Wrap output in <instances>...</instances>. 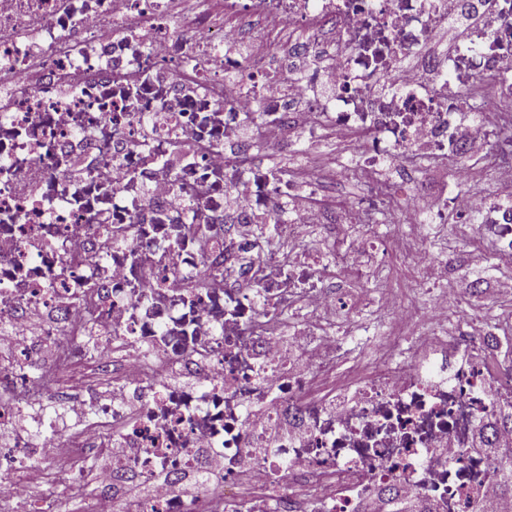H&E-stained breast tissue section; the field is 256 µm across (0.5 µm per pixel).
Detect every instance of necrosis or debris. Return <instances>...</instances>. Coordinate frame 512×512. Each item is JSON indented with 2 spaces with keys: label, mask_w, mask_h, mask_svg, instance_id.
Instances as JSON below:
<instances>
[{
  "label": "necrosis or debris",
  "mask_w": 512,
  "mask_h": 512,
  "mask_svg": "<svg viewBox=\"0 0 512 512\" xmlns=\"http://www.w3.org/2000/svg\"><path fill=\"white\" fill-rule=\"evenodd\" d=\"M170 2L0 0V428L39 404L81 419L0 449V503L57 512L15 473L69 449L77 495L90 446L112 488L90 512L209 462L196 500L161 488L125 512H482L491 497L512 512V363L481 364L512 341L449 334L447 258L368 230L401 201L418 225H479L512 259V205L465 188L475 138L512 180V0H190L188 28ZM452 18L466 40L428 53ZM482 78L496 91L470 103ZM327 138L347 140L337 169L360 187L340 205L306 169L257 161ZM450 162L447 194L425 196ZM390 254L438 297L405 311L385 291L381 308L437 354L382 345L332 381L348 286L381 279ZM84 358L111 396L58 392L57 368ZM266 424L286 430L269 444ZM452 165L449 163L448 167L436 168L429 172L423 183V190L431 196L440 195L446 183L452 182L454 169Z\"/></svg>",
  "instance_id": "1"
}]
</instances>
